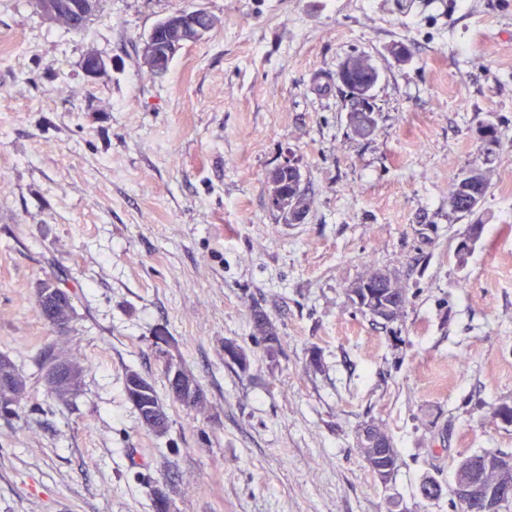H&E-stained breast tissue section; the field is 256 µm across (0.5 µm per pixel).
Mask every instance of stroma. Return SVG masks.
I'll return each mask as SVG.
<instances>
[{
	"label": "stroma",
	"mask_w": 512,
	"mask_h": 512,
	"mask_svg": "<svg viewBox=\"0 0 512 512\" xmlns=\"http://www.w3.org/2000/svg\"><path fill=\"white\" fill-rule=\"evenodd\" d=\"M182 7L218 25L151 74L140 43ZM91 52L108 62L93 81ZM351 53L382 73L366 138L335 84ZM288 148L301 224L267 206ZM472 167L490 190L454 213ZM376 269L408 290L396 322L345 297ZM55 278L76 313L65 337L36 307ZM257 310L276 357L253 338ZM50 343L83 367L68 408L46 403L34 364ZM0 354L27 380L21 418H0V512H154V489L170 512H457L449 494L422 500L421 479L512 453V425L491 417L512 404V0H100L81 33L0 0ZM169 362L200 409L169 397ZM131 370L155 386L165 435L126 399ZM367 423L400 456L390 486L356 446ZM466 173V172H465ZM465 173H463L460 177H457L453 188L450 192L448 203L450 201H456V208L452 209L455 213L467 214L471 211H474L480 205V198L477 194L473 195V199L470 200V210L464 206L466 200L472 196L471 191H476L482 197L485 198L489 191V183L481 185L479 188H475L472 184L468 182V180L472 183H478L482 181H488L487 177L483 170L474 168L467 173L468 180L464 178ZM252 325L255 336H258L264 344L267 354L272 358L278 355L280 350L278 332L268 317L261 311H254Z\"/></svg>",
	"instance_id": "obj_1"
}]
</instances>
